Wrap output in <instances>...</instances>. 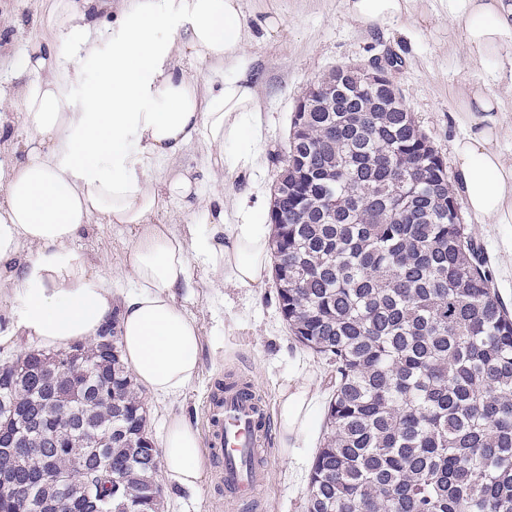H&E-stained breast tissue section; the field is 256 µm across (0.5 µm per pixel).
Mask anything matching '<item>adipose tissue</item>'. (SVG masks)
I'll use <instances>...</instances> for the list:
<instances>
[{
    "label": "adipose tissue",
    "instance_id": "ef3b65f1",
    "mask_svg": "<svg viewBox=\"0 0 512 512\" xmlns=\"http://www.w3.org/2000/svg\"><path fill=\"white\" fill-rule=\"evenodd\" d=\"M413 0H344L348 17L364 28L384 27L410 15ZM114 16L112 45L103 48L94 12ZM465 39L481 58L512 49V0H448ZM281 18L266 13L247 21L242 0H52L47 28L53 38L13 57L11 71L26 136L21 159L0 161V288L12 289L17 328L42 346L67 347L100 336L118 314L122 354L137 381L177 398L199 369L200 327L181 304L194 294L191 266L211 286L248 287L263 281L271 229L264 206L240 195L224 206V183L203 181L173 167L189 146L213 148L209 168L229 173L252 164L263 142L255 79L246 47L256 35L277 33ZM80 62L61 61L60 40ZM100 77L84 84L82 62ZM209 65L224 79L200 87L190 63ZM86 85L84 100L74 89ZM453 117L464 134L454 145L457 183L477 221L512 224V162L494 143L504 113L500 101L478 86L460 94ZM164 164L160 184L147 165ZM192 210L205 207L204 231L182 233L152 224L164 200ZM135 224L141 233L130 283L114 303L112 279L91 269L70 247L94 218ZM35 253L22 255V244ZM305 384L284 390L279 419L285 434L301 437L312 418ZM166 475L185 487L202 473L200 436L173 416L162 443Z\"/></svg>",
    "mask_w": 512,
    "mask_h": 512
}]
</instances>
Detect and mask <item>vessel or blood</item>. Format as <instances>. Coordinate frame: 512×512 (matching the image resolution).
Listing matches in <instances>:
<instances>
[{
    "mask_svg": "<svg viewBox=\"0 0 512 512\" xmlns=\"http://www.w3.org/2000/svg\"><path fill=\"white\" fill-rule=\"evenodd\" d=\"M210 455L221 475L227 512H249L268 478L270 418L250 382H226L212 402Z\"/></svg>",
    "mask_w": 512,
    "mask_h": 512,
    "instance_id": "obj_1",
    "label": "vessel or blood"
}]
</instances>
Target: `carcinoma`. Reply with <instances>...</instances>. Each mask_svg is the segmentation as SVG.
<instances>
[{"label":"carcinoma","instance_id":"carcinoma-1","mask_svg":"<svg viewBox=\"0 0 512 512\" xmlns=\"http://www.w3.org/2000/svg\"><path fill=\"white\" fill-rule=\"evenodd\" d=\"M359 72L289 136L270 222L289 333L336 363L307 512H512V313L447 167L412 113ZM376 102V111L356 107ZM112 340L107 345L106 340ZM74 428L54 468L157 512L160 452L122 360L118 314L92 344L0 366V459L18 420ZM0 512H88L25 471Z\"/></svg>","mask_w":512,"mask_h":512}]
</instances>
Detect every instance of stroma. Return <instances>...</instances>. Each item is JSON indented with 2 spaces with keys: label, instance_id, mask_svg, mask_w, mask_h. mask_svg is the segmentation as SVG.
I'll list each match as a JSON object with an SVG mask.
<instances>
[{
  "label": "stroma",
  "instance_id": "35a3bbf8",
  "mask_svg": "<svg viewBox=\"0 0 512 512\" xmlns=\"http://www.w3.org/2000/svg\"><path fill=\"white\" fill-rule=\"evenodd\" d=\"M48 2L0 0V24L12 33L11 54L31 49ZM418 7L426 22L410 17L365 30L346 15L344 0H243L246 16L276 11L282 25L272 38L255 39L246 48L256 73L265 141L249 172L225 176L226 204H233L246 190L270 202L281 169L277 157L285 151L299 98L339 65L391 62L392 79L407 108L450 169L455 166L454 143L463 134L453 118L454 94L480 83L502 100L512 120V69L472 54L462 23L448 14V0H420ZM470 226L489 260L499 297L512 311V253L505 248L512 241V224L474 220ZM137 239L136 225L112 224L100 217L71 247L97 271L121 278L130 270ZM190 273L198 288L185 308L201 328L199 372L179 399L144 393L149 434L154 443H161L173 414L204 431L207 398L223 390L227 372L244 373L269 403L273 416L272 455L259 512H307L309 473L325 431L334 369L289 335L272 279L249 287L211 288L200 267H191ZM13 305V294L0 293V365L38 345L36 338L15 330ZM293 381L308 386L314 412L297 446L287 448L277 414L280 394ZM157 479L164 489L163 512H223L212 465H205L195 490L181 488L162 472Z\"/></svg>",
  "mask_w": 512,
  "mask_h": 512
}]
</instances>
